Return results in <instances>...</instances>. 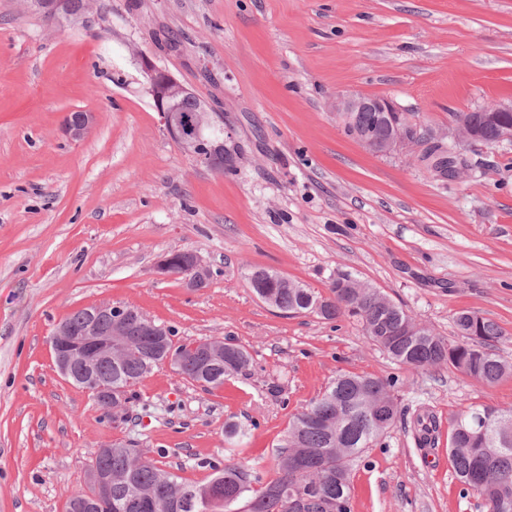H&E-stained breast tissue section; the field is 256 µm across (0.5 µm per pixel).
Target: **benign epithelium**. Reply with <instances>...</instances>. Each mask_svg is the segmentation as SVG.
<instances>
[{
  "mask_svg": "<svg viewBox=\"0 0 512 512\" xmlns=\"http://www.w3.org/2000/svg\"><path fill=\"white\" fill-rule=\"evenodd\" d=\"M27 8L34 11H48L59 23L70 25L88 23V16L71 13L69 0H26ZM136 62L143 77L144 88L150 96L153 106L160 116L167 134L179 140L185 154L197 164L213 169L224 168V144H210L205 140L209 129L217 122L219 116L211 109L203 106L192 118L178 112L175 102L178 98L188 95L191 90L178 80L172 73L156 65L148 56L136 55ZM336 115L343 119L353 112H382L389 116L400 112L393 101L382 97H369L362 94L341 96L334 103ZM485 114V122L495 126L497 135L490 142L496 146L504 142L512 143V123L501 121L499 113H512V99L501 100L495 104L480 108ZM93 123L92 114L78 112L69 114L64 123V132L72 139H82L90 131ZM354 138L368 151L379 155H390L402 148L411 147L419 152V159H426L438 171H449L455 176L466 172V164L458 152L448 147L443 132H431L429 142L422 145L411 137L399 122L391 123V130L385 134L370 131ZM183 260L189 268L190 276L186 284L196 290L206 286L210 277L209 268L202 259L190 251L183 252ZM119 305L98 304L90 307L91 323L88 325L89 335L76 336L60 325L51 338V348L59 373L71 379L75 369L79 368L84 375L77 384L89 392L94 399L111 404L110 412L124 410L123 400L112 399V386L95 377L96 365L103 358L112 357V344L123 336ZM107 317L112 320L109 331L97 334L98 319ZM374 422L385 426L393 418V405L385 398H378L370 404ZM89 482L93 489V498L97 501L112 500V475L95 468L89 470Z\"/></svg>",
  "mask_w": 512,
  "mask_h": 512,
  "instance_id": "7a95c632",
  "label": "benign epithelium"
}]
</instances>
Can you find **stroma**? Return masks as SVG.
<instances>
[{
    "label": "stroma",
    "mask_w": 512,
    "mask_h": 512,
    "mask_svg": "<svg viewBox=\"0 0 512 512\" xmlns=\"http://www.w3.org/2000/svg\"><path fill=\"white\" fill-rule=\"evenodd\" d=\"M103 2L104 37L0 0V512H66L98 450L128 440L199 485L214 462L268 472L290 420L342 373L397 381L393 425L352 467L351 512H486L448 448L471 407H512V375L408 368L357 322L282 313L248 278L271 269L326 298L348 273L451 343L474 312L512 361V145L462 146L466 173L438 178L415 149L369 152L332 108L389 98L452 133L458 113L512 98V0ZM138 52L223 114L231 166L196 164L166 133ZM75 110L94 116L80 141L62 132ZM187 250L212 269L206 288L158 273ZM100 303L252 363L213 389L159 365L127 417L107 414L49 344ZM229 423L245 436L225 437Z\"/></svg>",
    "instance_id": "1"
}]
</instances>
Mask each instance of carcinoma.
I'll return each mask as SVG.
<instances>
[{
  "instance_id": "cac0c4a2",
  "label": "carcinoma",
  "mask_w": 512,
  "mask_h": 512,
  "mask_svg": "<svg viewBox=\"0 0 512 512\" xmlns=\"http://www.w3.org/2000/svg\"><path fill=\"white\" fill-rule=\"evenodd\" d=\"M466 125L486 142L496 135L481 112H461ZM250 287L269 305L285 313L315 311L327 320L341 315L355 319L364 334L394 361L413 369L448 364L487 384L512 374V362L496 352L502 332L477 314L461 313L456 326L461 341L450 343L424 329L407 334L406 323L419 322L401 306L370 285L342 275L332 282L333 297L314 293L268 270L254 271ZM141 311L128 307L124 344L112 360L97 369L101 379L130 404L129 388L158 363L147 366L145 356L156 352V340L142 332ZM174 369L184 379L215 388L247 369V350L226 343L224 348L194 350L168 339ZM380 384L396 402V383L369 375L336 377L289 424L274 464V477H263L238 463L214 470L204 485L185 481L143 458L132 443L100 449L91 467L112 473V502L95 512H351L350 473L354 460L385 433L366 411L371 388ZM455 472L468 489L484 501L487 512H512V408H472L457 418L449 448ZM260 488H254V485Z\"/></svg>"
}]
</instances>
